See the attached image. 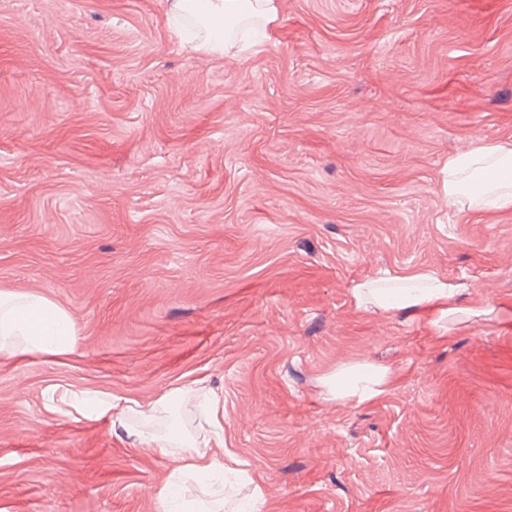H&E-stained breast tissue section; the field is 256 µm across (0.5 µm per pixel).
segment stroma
<instances>
[{
    "mask_svg": "<svg viewBox=\"0 0 512 512\" xmlns=\"http://www.w3.org/2000/svg\"><path fill=\"white\" fill-rule=\"evenodd\" d=\"M478 140H512V0H278L221 57L162 0H0V291L76 331L0 353V512H162L181 448L128 430L202 438L212 393L265 512H512V212L442 186ZM424 268L492 314L441 337L350 300ZM354 363L387 391L336 401ZM64 389L169 402L123 429L47 410Z\"/></svg>",
    "mask_w": 512,
    "mask_h": 512,
    "instance_id": "stroma-1",
    "label": "stroma"
}]
</instances>
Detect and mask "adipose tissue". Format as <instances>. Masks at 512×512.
<instances>
[{
	"label": "adipose tissue",
	"mask_w": 512,
	"mask_h": 512,
	"mask_svg": "<svg viewBox=\"0 0 512 512\" xmlns=\"http://www.w3.org/2000/svg\"><path fill=\"white\" fill-rule=\"evenodd\" d=\"M168 21L193 18L201 30L194 51L205 55L223 53L224 31L229 23L254 16L265 23L276 20L277 0H164ZM448 200L461 210H512V142L480 141L448 159ZM462 288L433 270H418L404 275L370 278L354 282L349 295L359 308L374 312L395 309L426 315L431 326L442 335L451 333L469 319L491 312L482 297L461 302ZM75 343L73 327L65 312L41 294L17 297L0 292V352H64ZM390 384L388 372L355 363L337 370L334 377L336 399L359 404L385 393ZM69 406L85 416L112 424H123L128 413L151 416L158 402L119 400L108 394L62 391L57 402L49 403L52 412ZM230 472L240 478L249 473L226 448L215 449L209 442H188L172 479L202 478Z\"/></svg>",
	"instance_id": "1"
}]
</instances>
